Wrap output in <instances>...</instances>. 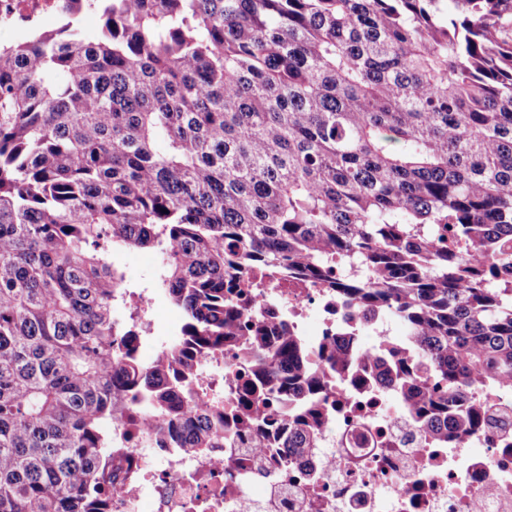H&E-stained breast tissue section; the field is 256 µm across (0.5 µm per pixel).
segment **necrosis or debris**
I'll return each instance as SVG.
<instances>
[{"instance_id": "necrosis-or-debris-1", "label": "necrosis or debris", "mask_w": 512, "mask_h": 512, "mask_svg": "<svg viewBox=\"0 0 512 512\" xmlns=\"http://www.w3.org/2000/svg\"><path fill=\"white\" fill-rule=\"evenodd\" d=\"M64 0H0V28L21 31L61 15ZM258 315H275L309 348L353 334L358 351L383 355L386 320L356 311L325 289L253 280ZM492 421L435 442L411 415L399 376L330 378V415L318 447L286 457L241 442L251 422L224 405V445L209 455L145 452L141 429L114 459L112 512H512V393L486 398Z\"/></svg>"}]
</instances>
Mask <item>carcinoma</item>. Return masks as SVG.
I'll use <instances>...</instances> for the list:
<instances>
[{"label":"carcinoma","mask_w":512,"mask_h":512,"mask_svg":"<svg viewBox=\"0 0 512 512\" xmlns=\"http://www.w3.org/2000/svg\"><path fill=\"white\" fill-rule=\"evenodd\" d=\"M0 44V512H112V428L158 448L224 443L200 358L236 348L254 424L318 446L343 337L245 319L254 272L286 270L394 315L426 435L485 425L512 390V0H85ZM180 338L137 355L133 284ZM433 379L417 377V362ZM115 264L125 270L129 277L134 278V284H147L149 276L155 271L158 257L150 249L124 250L113 256ZM153 320L154 332L149 336L141 353L142 359L146 362L154 358L160 342L177 336L183 322L181 312L166 299L160 297L155 303Z\"/></svg>","instance_id":"carcinoma-1"}]
</instances>
